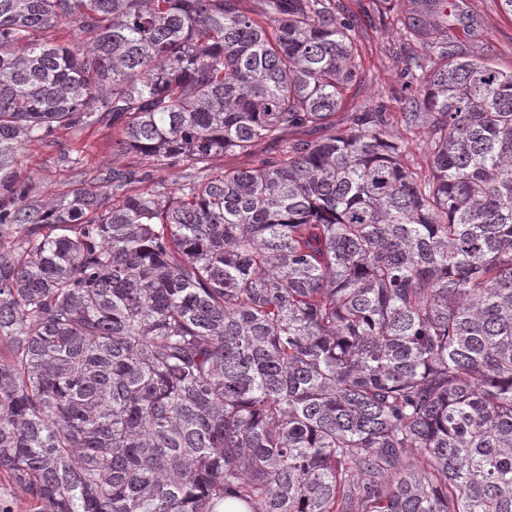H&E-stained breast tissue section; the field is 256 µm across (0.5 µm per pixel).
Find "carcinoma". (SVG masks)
I'll list each match as a JSON object with an SVG mask.
<instances>
[{
  "label": "carcinoma",
  "instance_id": "1",
  "mask_svg": "<svg viewBox=\"0 0 512 512\" xmlns=\"http://www.w3.org/2000/svg\"><path fill=\"white\" fill-rule=\"evenodd\" d=\"M419 32L425 176L385 112L283 141L357 77L327 0H0V172L102 119L152 163L0 205V477L33 512H512V70ZM275 150V146L269 144L268 142L261 141L256 143L251 153L240 155H226L224 157H220L214 161V166L216 169L223 170L224 168L244 169L252 167L257 163V161L272 156L271 154H273Z\"/></svg>",
  "mask_w": 512,
  "mask_h": 512
}]
</instances>
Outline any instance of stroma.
<instances>
[{
  "label": "stroma",
  "mask_w": 512,
  "mask_h": 512,
  "mask_svg": "<svg viewBox=\"0 0 512 512\" xmlns=\"http://www.w3.org/2000/svg\"><path fill=\"white\" fill-rule=\"evenodd\" d=\"M337 18L350 24L358 76L345 94L336 115L337 127L350 125L356 112H385L394 117V135L405 144L407 163L426 173L429 154L426 131L398 122L411 98L419 95V68L429 51L412 31L407 0H332ZM427 26L447 28L454 51L486 58L498 68L512 69V17L500 0H458ZM147 169L141 156L112 155V127L108 122L56 129L43 140L28 143L15 169L16 183L27 184L29 199L60 197L78 186L103 187L113 164Z\"/></svg>",
  "instance_id": "1"
}]
</instances>
